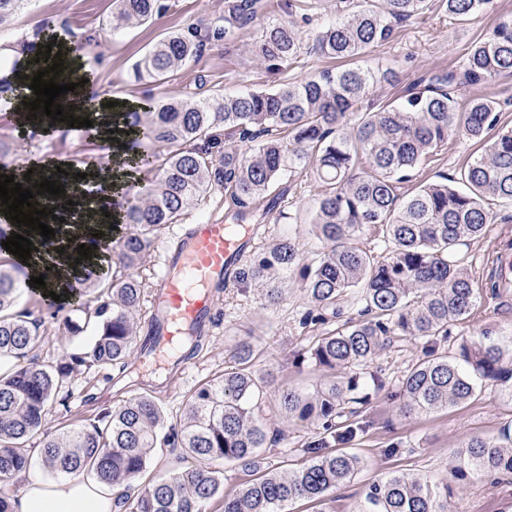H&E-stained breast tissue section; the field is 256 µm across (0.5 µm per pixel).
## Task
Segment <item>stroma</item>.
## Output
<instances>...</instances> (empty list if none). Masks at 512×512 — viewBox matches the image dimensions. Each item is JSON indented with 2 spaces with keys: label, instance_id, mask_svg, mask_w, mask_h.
Wrapping results in <instances>:
<instances>
[{
  "label": "stroma",
  "instance_id": "35a3bbf8",
  "mask_svg": "<svg viewBox=\"0 0 512 512\" xmlns=\"http://www.w3.org/2000/svg\"><path fill=\"white\" fill-rule=\"evenodd\" d=\"M162 9L146 24L109 33L113 0H26L11 24L0 27V63L14 64V45L31 33L39 21L51 20L56 31L72 38L79 66L93 74L100 96L138 101L147 95L165 99H199L212 95H235L266 89L282 79L300 80L337 67L336 60L320 55L313 44L324 24L344 14L342 0H290L289 14L298 27L302 51L282 74L267 72L249 53L258 37L259 24L236 30L233 44L224 39L206 40L201 55L171 73L162 86L135 80L133 67L165 33L188 26L214 29L224 17V0H159ZM512 15V0H492L483 13L459 21L438 5L409 20L397 23L393 36L361 58L362 67L392 69L391 82L375 86L372 101H392L403 95L410 83L449 70L462 69L471 45L486 38L499 17ZM481 152L479 144L465 137L449 139L448 147L422 166L418 179L431 182L448 177L457 181L467 162ZM64 159L72 163L104 165L109 161L106 145L68 132L66 138L47 135L33 140L17 133L8 112L0 111V165L18 166L31 158ZM284 198L261 220L254 241L255 249L270 246L282 238L296 240L302 263L312 265L324 251L312 219L322 192L315 176L288 181ZM494 224L485 233L462 247V266L477 293V300L466 319L451 328L448 340L439 348L457 355L462 341L491 342L505 357H512V289L492 293L490 275L505 241H512V204L493 207ZM20 307L42 316L45 337L38 352L41 362L56 363L76 345L90 341L95 327L72 335L63 324L62 314L34 294H24ZM216 325L205 337L199 356L181 375L160 374L158 366L133 363L121 381H113V368H96L71 380L63 387L61 403L47 418L48 430L65 425H84L121 400L149 394L160 403L166 428L177 426L187 395L200 384L233 363L238 341L254 345L252 370L256 377H271L274 387L266 393L263 422L273 450L269 464L295 462L302 443L315 432L313 423L286 418L279 405V387H292L308 393L325 384L329 372L305 360L317 331L302 324L309 309L302 283L290 278L282 299L268 305L259 287L235 283L220 296ZM420 339L395 340L360 369L367 376L368 399L358 404L357 419L369 422L368 431L351 447L363 465L352 479L335 492V512H355L368 486L388 474L404 473L447 483L448 512H512V477L481 474L466 487L453 484L450 456L454 448L475 439L491 438L512 430V398L506 386L496 380L483 381L467 403L431 413L400 412L401 381L405 372L423 355ZM397 444L400 451L383 456L382 448Z\"/></svg>",
  "mask_w": 512,
  "mask_h": 512
}]
</instances>
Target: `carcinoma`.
Instances as JSON below:
<instances>
[{"label":"carcinoma","instance_id":"cac0c4a2","mask_svg":"<svg viewBox=\"0 0 512 512\" xmlns=\"http://www.w3.org/2000/svg\"><path fill=\"white\" fill-rule=\"evenodd\" d=\"M111 27H133L161 11L158 0H114ZM430 0H366V6L321 28L316 49L338 60H353L389 40L393 24L427 8ZM491 0H441L448 14L464 20ZM283 9L280 0H233L224 16L230 38L239 27ZM54 37L51 22L33 38L20 41L21 53L40 36ZM210 33L192 27L171 32L140 59L134 74L161 85L169 74L201 52ZM302 41L289 21L263 24L252 45L254 59L278 73L296 59ZM512 72V17L502 16L485 40L471 47L465 67L410 87L403 96L364 106L369 88L394 76L390 69L348 67L323 71L271 90L200 98L193 101L148 97L122 115L126 164L139 175L140 201L119 204L129 231L110 266L84 268L70 285L72 303L83 321L66 317L74 333L96 325V336L79 351L53 365L36 355L42 343L40 319L18 308L26 286L18 267L0 253V483L25 475L33 445L43 466L58 477L86 474L121 489L119 499L131 512H205L220 498L224 512H282L295 501L316 502L332 512L333 493L360 467L346 450L369 424L345 418V405L359 403L361 376L333 380L312 393L281 391L280 406L290 419L318 422L315 437L304 443L298 463L273 468L260 449L274 443L259 421L269 380L251 370L253 346L238 344L234 366L198 387L187 399L178 427L161 434L163 414L148 395L131 397L80 428L44 429L58 393L71 378L94 367L125 372L138 352L136 313L147 294L140 275L143 258L166 226L212 189L224 191V206L238 221L259 210L270 196L280 198L282 182L313 166L324 185L317 202L315 228L326 251L315 265L301 263L291 238L260 251L239 279L265 291L275 305L280 283L298 273L312 309L302 324L317 326L326 315L354 310L359 319L315 337L308 359L329 371L368 363L396 338L426 340L424 357L402 380V412L435 411L461 405L481 379L512 381L499 347L459 345L455 361L439 351L448 326L467 317L476 300L469 277L458 264V248L480 237L492 217L491 199L512 202V129L499 124V103L488 96L458 100L459 86L489 83ZM21 87L0 78V109H9ZM457 135L483 151L461 173L464 188L439 181L417 184L403 195L402 185L417 169L447 148ZM380 230L388 255L378 257L352 243L365 227ZM95 295L93 307L80 303ZM183 449L186 465L166 477L143 480L153 449ZM240 467L249 479L224 492V470L204 463ZM478 473L512 475V433L498 440L472 439L454 450L451 475L458 485ZM430 481L391 474L372 483L356 512H447L448 501Z\"/></svg>","mask_w":512,"mask_h":512}]
</instances>
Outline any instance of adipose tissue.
Here are the masks:
<instances>
[{
  "mask_svg": "<svg viewBox=\"0 0 512 512\" xmlns=\"http://www.w3.org/2000/svg\"><path fill=\"white\" fill-rule=\"evenodd\" d=\"M61 52L68 73L79 82L69 95L68 112L71 115L92 121L93 134L107 139L112 166L87 167L86 178H78V166L62 163V176L58 182L64 192L54 210L55 220L49 226L55 231L64 249L57 255L53 269H46L41 250L31 253L30 264L24 267L25 276H39L52 272L58 283L57 295H64V285L75 270L77 249L85 245L92 249V262H100L104 253L96 246V233L112 238L111 226L117 223V216H105L103 203L112 201L116 192L122 191L127 177L121 165L125 157L121 133L112 129L115 108L106 104L105 98L91 96L87 85L81 84L82 72L73 54V44L69 38H62ZM13 512H120L118 494L115 488L96 479L79 474L65 485L59 486L37 477L28 478L23 486L11 497Z\"/></svg>",
  "mask_w": 512,
  "mask_h": 512,
  "instance_id": "obj_1",
  "label": "adipose tissue"
}]
</instances>
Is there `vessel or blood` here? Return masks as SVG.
I'll list each match as a JSON object with an SVG mask.
<instances>
[{"label": "vessel or blood", "instance_id": "vessel-or-blood-1", "mask_svg": "<svg viewBox=\"0 0 512 512\" xmlns=\"http://www.w3.org/2000/svg\"><path fill=\"white\" fill-rule=\"evenodd\" d=\"M253 246L250 227L202 220L183 228L163 251L155 284L160 310L151 359L165 362L189 333H208L217 316V296Z\"/></svg>", "mask_w": 512, "mask_h": 512}]
</instances>
